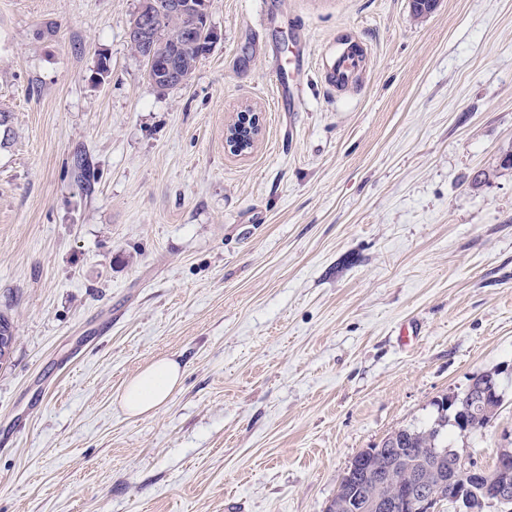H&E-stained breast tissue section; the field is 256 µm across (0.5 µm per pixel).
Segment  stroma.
I'll use <instances>...</instances> for the list:
<instances>
[{"mask_svg": "<svg viewBox=\"0 0 512 512\" xmlns=\"http://www.w3.org/2000/svg\"><path fill=\"white\" fill-rule=\"evenodd\" d=\"M139 6L0 0V512H326L358 452L497 369V415L453 441L492 468L512 448V0H213L219 40L164 92L127 43ZM241 112L262 133L237 156ZM161 357L180 386L126 416ZM293 57L294 60L291 59L290 62H288V68H286L284 65H280L275 72L276 79L279 82L283 92L281 100L282 102H288V100H291V97L292 100H294L293 92L289 94L290 80L293 81L297 64L303 59V51L300 52V50H298ZM289 65H291V68ZM359 60L345 52L338 55L327 70V81L333 88H338L354 78L358 69ZM260 132L259 118L250 112H241L228 125L225 133V142L231 151L236 154H242L252 148ZM181 365L169 358H159L125 384L119 396L123 412L130 417L147 416L155 413L168 401L182 380Z\"/></svg>", "mask_w": 512, "mask_h": 512, "instance_id": "35a3bbf8", "label": "stroma"}]
</instances>
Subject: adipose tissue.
I'll use <instances>...</instances> for the list:
<instances>
[{"instance_id": "1", "label": "adipose tissue", "mask_w": 512, "mask_h": 512, "mask_svg": "<svg viewBox=\"0 0 512 512\" xmlns=\"http://www.w3.org/2000/svg\"><path fill=\"white\" fill-rule=\"evenodd\" d=\"M182 374L174 360L163 357L152 361L125 384L119 396L121 409L130 417L155 413L179 386Z\"/></svg>"}]
</instances>
